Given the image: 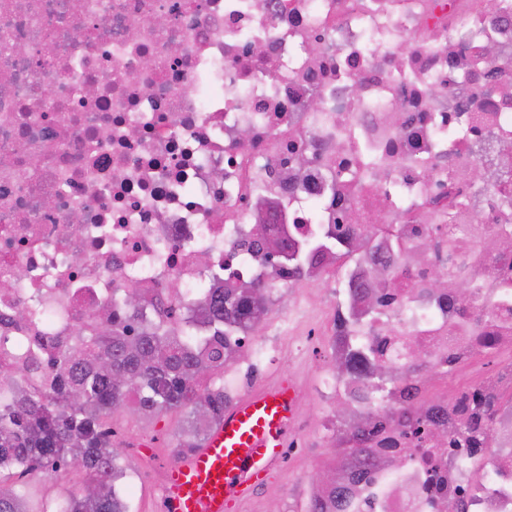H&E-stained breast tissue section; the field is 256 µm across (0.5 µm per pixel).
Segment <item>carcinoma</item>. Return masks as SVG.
<instances>
[{"mask_svg": "<svg viewBox=\"0 0 512 512\" xmlns=\"http://www.w3.org/2000/svg\"><path fill=\"white\" fill-rule=\"evenodd\" d=\"M371 234L344 236L339 224L320 226L309 242L291 244L288 232L256 225L254 244L263 250L271 266H291L300 276L322 272L342 258L369 254ZM361 241L360 247L353 242ZM352 297L362 301L356 318L370 317L385 302L376 289L355 284ZM126 317L116 322L107 317L80 336L56 358L44 362L41 344H31L28 359L39 364L47 391L32 392L21 374L0 372V512H30L22 489L10 481L29 470L46 473L62 465H80L87 482L76 494L58 504L57 512H130L124 494L117 488L123 473L117 461L121 450L112 444V430L105 418L127 410L148 422L163 413L184 414L187 439L177 445L173 458L184 461L187 453L203 447L211 431L224 420L228 400L224 387L208 383L212 375L240 352L230 338L236 332L257 328L268 312V288L264 282L225 281L191 306V315L181 321L153 323L135 287L123 300ZM346 370L363 378L368 387L383 395L397 379L394 363L399 353L386 355L379 348L352 336ZM417 401L401 408L390 407L391 416L401 413L406 425L430 422L428 412L416 410ZM375 423L350 420L336 433V453L329 468L317 478L320 497L311 500L305 512H349L347 498L336 504L338 484L349 480L353 470L377 466L381 461L399 471L405 458L386 448L372 447ZM493 430L481 416H459L448 439L471 443L485 439Z\"/></svg>", "mask_w": 512, "mask_h": 512, "instance_id": "cac0c4a2", "label": "carcinoma"}]
</instances>
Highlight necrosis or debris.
Segmentation results:
<instances>
[{"label": "necrosis or debris", "instance_id": "4bbe7bcc", "mask_svg": "<svg viewBox=\"0 0 512 512\" xmlns=\"http://www.w3.org/2000/svg\"><path fill=\"white\" fill-rule=\"evenodd\" d=\"M261 213L298 240L348 213L398 228L377 252L388 302L366 325L329 301L331 351L399 336L430 368L404 363L387 406L333 375L328 415L380 419V443L405 431L388 406L448 423L512 388L490 362L512 356V248L488 245L512 233V0H0V370L35 340L58 353L131 285L179 316L215 279H259L286 308L298 278L243 245ZM494 436L428 438L432 464L406 460L378 512H512V416Z\"/></svg>", "mask_w": 512, "mask_h": 512}]
</instances>
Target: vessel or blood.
<instances>
[{
	"instance_id": "1",
	"label": "vessel or blood",
	"mask_w": 512,
	"mask_h": 512,
	"mask_svg": "<svg viewBox=\"0 0 512 512\" xmlns=\"http://www.w3.org/2000/svg\"><path fill=\"white\" fill-rule=\"evenodd\" d=\"M294 397L288 386L225 411L204 448L172 471L165 496L172 512H224L227 500L275 473L288 437Z\"/></svg>"
}]
</instances>
